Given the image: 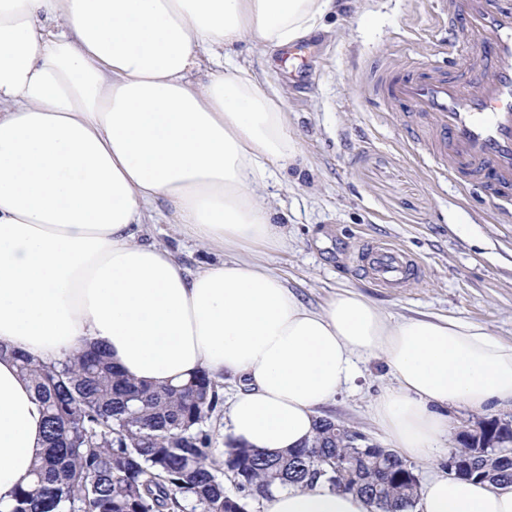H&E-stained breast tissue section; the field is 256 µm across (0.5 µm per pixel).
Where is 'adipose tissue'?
<instances>
[{
  "mask_svg": "<svg viewBox=\"0 0 512 512\" xmlns=\"http://www.w3.org/2000/svg\"><path fill=\"white\" fill-rule=\"evenodd\" d=\"M335 0H0V506L45 449L43 408L10 350L44 362L106 348L159 386L205 369L238 378L224 444L299 448L319 408L383 355L396 384L373 417L427 459L445 407L512 405V343L448 317L394 319L344 289L308 309L236 250L284 244L257 189L299 153L264 80L229 57L317 33ZM205 81H196L198 71ZM170 223L222 251L189 272L142 238ZM421 512H512V486L435 477ZM266 512H374L321 487L276 491Z\"/></svg>",
  "mask_w": 512,
  "mask_h": 512,
  "instance_id": "obj_1",
  "label": "adipose tissue"
}]
</instances>
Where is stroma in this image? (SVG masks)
Segmentation results:
<instances>
[{
	"label": "stroma",
	"instance_id": "35a3bbf8",
	"mask_svg": "<svg viewBox=\"0 0 512 512\" xmlns=\"http://www.w3.org/2000/svg\"><path fill=\"white\" fill-rule=\"evenodd\" d=\"M448 22L442 0H342L308 40L305 59L280 53L268 64L249 44L239 60L264 74L283 100L303 167L286 187L259 194L287 213L285 244L253 252L311 309L342 288L361 292L397 317H455L512 341V203L494 206L482 188L459 192L448 164L414 143L415 118L375 100L368 85L374 63L404 69L447 65ZM157 202L145 228L195 271L216 250L185 239ZM368 243L401 246L420 267L400 288L380 287L357 268ZM359 376L322 405L323 418L356 429L382 447L391 442L373 419L372 404L396 380L380 358L358 362ZM450 430L430 460H414L419 481L446 474L448 451L476 409L449 407Z\"/></svg>",
	"mask_w": 512,
	"mask_h": 512
}]
</instances>
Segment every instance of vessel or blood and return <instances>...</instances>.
<instances>
[{"label":"vessel or blood","instance_id":"obj_1","mask_svg":"<svg viewBox=\"0 0 512 512\" xmlns=\"http://www.w3.org/2000/svg\"><path fill=\"white\" fill-rule=\"evenodd\" d=\"M443 11L479 35L485 58L497 63L493 77L469 85L432 65L382 68L371 93L422 116L429 145L447 158L455 183L477 182L489 199L512 200V0H446ZM362 261L387 288L402 287L414 270L408 254L390 245L368 249Z\"/></svg>","mask_w":512,"mask_h":512}]
</instances>
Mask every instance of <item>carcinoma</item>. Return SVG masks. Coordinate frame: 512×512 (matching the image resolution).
<instances>
[{
  "instance_id": "1",
  "label": "carcinoma",
  "mask_w": 512,
  "mask_h": 512,
  "mask_svg": "<svg viewBox=\"0 0 512 512\" xmlns=\"http://www.w3.org/2000/svg\"><path fill=\"white\" fill-rule=\"evenodd\" d=\"M45 408L46 451L14 490L7 512H246V499L275 489L320 485L358 494L379 512H410L420 488L414 467L390 448H352L335 422L319 421L313 440L281 453L216 448L205 423L218 402L216 378L199 371L183 383L139 384L96 347L57 362L20 355ZM451 450L468 456L471 478L512 485V449ZM234 477L224 488L215 454Z\"/></svg>"
}]
</instances>
